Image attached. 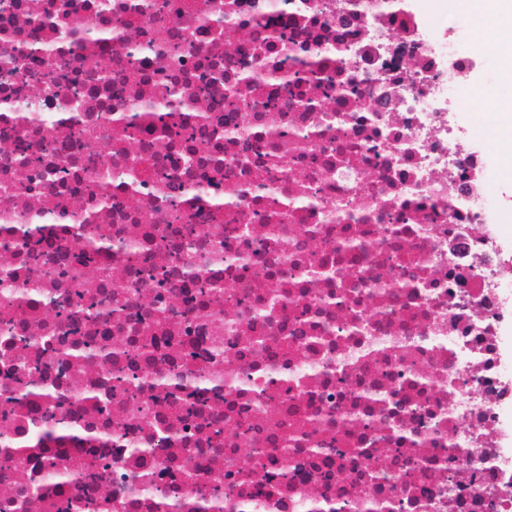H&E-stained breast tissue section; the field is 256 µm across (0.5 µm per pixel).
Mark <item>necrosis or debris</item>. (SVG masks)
Wrapping results in <instances>:
<instances>
[{"label": "necrosis or debris", "instance_id": "obj_1", "mask_svg": "<svg viewBox=\"0 0 512 512\" xmlns=\"http://www.w3.org/2000/svg\"><path fill=\"white\" fill-rule=\"evenodd\" d=\"M162 3L0 0V446L25 460L0 468V508L26 512L5 505L20 478L74 512H512L502 283L450 249H487L454 121L470 90L448 85L475 51L449 55L414 0ZM131 109L139 128L109 122ZM90 214L111 250L76 239ZM19 224L42 226L38 257L10 249ZM85 281L122 311L74 334ZM118 338L127 392L72 355ZM173 375L223 385L175 405L156 384ZM52 413L71 432L36 438Z\"/></svg>", "mask_w": 512, "mask_h": 512}]
</instances>
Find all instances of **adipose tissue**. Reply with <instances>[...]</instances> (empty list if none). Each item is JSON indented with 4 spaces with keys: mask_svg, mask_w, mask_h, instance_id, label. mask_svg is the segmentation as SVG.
<instances>
[{
    "mask_svg": "<svg viewBox=\"0 0 512 512\" xmlns=\"http://www.w3.org/2000/svg\"><path fill=\"white\" fill-rule=\"evenodd\" d=\"M448 4L462 13L491 16V24L479 25L477 41L482 48L496 52L499 80L511 86L512 54L504 53L503 48L512 44V0H448Z\"/></svg>",
    "mask_w": 512,
    "mask_h": 512,
    "instance_id": "adipose-tissue-1",
    "label": "adipose tissue"
}]
</instances>
